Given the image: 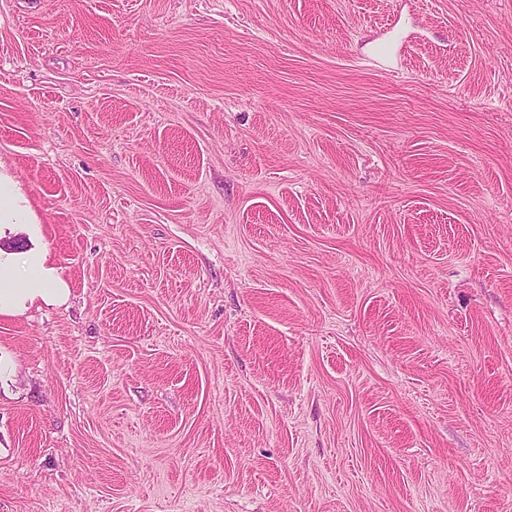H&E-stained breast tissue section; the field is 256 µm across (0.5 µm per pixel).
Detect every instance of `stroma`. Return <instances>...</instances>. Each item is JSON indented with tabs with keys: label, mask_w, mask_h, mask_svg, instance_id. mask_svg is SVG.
<instances>
[{
	"label": "stroma",
	"mask_w": 512,
	"mask_h": 512,
	"mask_svg": "<svg viewBox=\"0 0 512 512\" xmlns=\"http://www.w3.org/2000/svg\"><path fill=\"white\" fill-rule=\"evenodd\" d=\"M0 165V512H512V0H0ZM25 230L40 237L38 217L29 197L10 173L0 170V239ZM69 289L47 244L0 248V317H18L34 306H61Z\"/></svg>",
	"instance_id": "obj_1"
}]
</instances>
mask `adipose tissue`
<instances>
[{"mask_svg": "<svg viewBox=\"0 0 512 512\" xmlns=\"http://www.w3.org/2000/svg\"><path fill=\"white\" fill-rule=\"evenodd\" d=\"M26 231L37 243L23 250L0 248V317H18L34 307L65 304L67 282L39 243L38 217L29 197L10 173L0 170V239Z\"/></svg>", "mask_w": 512, "mask_h": 512, "instance_id": "obj_1", "label": "adipose tissue"}]
</instances>
